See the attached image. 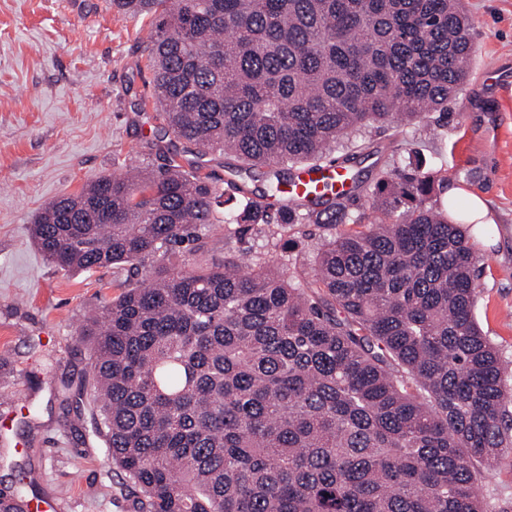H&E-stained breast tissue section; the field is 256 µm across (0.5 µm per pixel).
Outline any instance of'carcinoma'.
Here are the masks:
<instances>
[{
	"instance_id": "cac0c4a2",
	"label": "carcinoma",
	"mask_w": 512,
	"mask_h": 512,
	"mask_svg": "<svg viewBox=\"0 0 512 512\" xmlns=\"http://www.w3.org/2000/svg\"><path fill=\"white\" fill-rule=\"evenodd\" d=\"M149 19L162 128L268 194L224 192L178 156L100 176L45 206L31 236L66 271L117 270L79 330L92 431L137 512H488L512 451V361L475 318L465 224L430 201L440 171L389 160L372 192L388 223L286 175L397 118L445 113L475 45L462 0H109ZM267 232L274 251L189 263L183 246ZM343 225L310 272L288 229ZM21 489L0 512H26Z\"/></svg>"
}]
</instances>
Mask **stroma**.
<instances>
[{"label":"stroma","instance_id":"obj_1","mask_svg":"<svg viewBox=\"0 0 512 512\" xmlns=\"http://www.w3.org/2000/svg\"><path fill=\"white\" fill-rule=\"evenodd\" d=\"M476 46L471 72L447 115L367 133L353 153L338 150L357 176L351 212L370 209V192L392 158L414 154L426 170L482 195L495 221L477 226L476 319L512 359V0H464ZM148 21L115 14L106 0H0V492L31 474L40 499L59 512H134L127 481L104 462L102 438L76 428L55 398L80 385L88 351L79 329L88 310L117 295L112 269L64 272L37 248L30 226L39 208L79 192L121 163L160 164L146 142L202 166L219 186L261 193L264 181L238 171L235 157H203L164 132L151 107ZM499 66L486 83L482 73ZM330 230L289 231L291 269L308 271ZM112 488L111 495L100 492Z\"/></svg>","mask_w":512,"mask_h":512}]
</instances>
